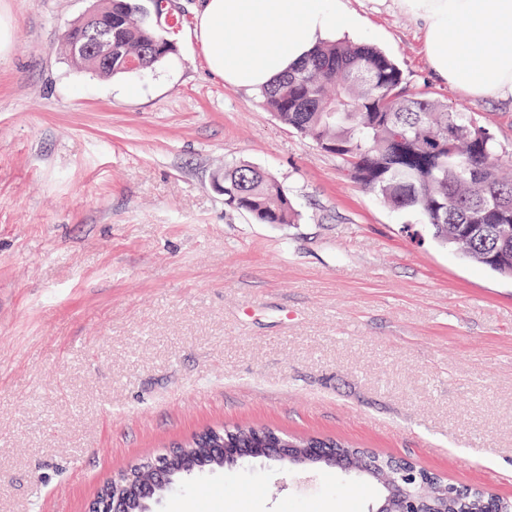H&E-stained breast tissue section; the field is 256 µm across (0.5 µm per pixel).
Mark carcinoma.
Returning <instances> with one entry per match:
<instances>
[{"mask_svg": "<svg viewBox=\"0 0 512 512\" xmlns=\"http://www.w3.org/2000/svg\"><path fill=\"white\" fill-rule=\"evenodd\" d=\"M150 0H105L97 24L112 30V65L76 55L86 21L69 27L61 49L75 66L101 76L153 67L164 35ZM288 127L336 155L349 178L397 210L421 215L433 236L468 261L512 278V169L493 134L471 113L405 94L399 65L379 49L345 39L325 42L263 93ZM224 204L258 224H293L296 211L277 179L246 163L224 166ZM251 429H210L188 446L186 461L164 454L151 466L174 479L228 463L223 448H259ZM484 499L448 494L447 512H477Z\"/></svg>", "mask_w": 512, "mask_h": 512, "instance_id": "obj_1", "label": "carcinoma"}]
</instances>
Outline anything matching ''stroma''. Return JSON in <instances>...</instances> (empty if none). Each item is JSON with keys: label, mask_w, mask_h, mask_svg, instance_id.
Wrapping results in <instances>:
<instances>
[{"label": "stroma", "mask_w": 512, "mask_h": 512, "mask_svg": "<svg viewBox=\"0 0 512 512\" xmlns=\"http://www.w3.org/2000/svg\"><path fill=\"white\" fill-rule=\"evenodd\" d=\"M99 0H0V512H89L99 486L203 430L250 424L413 461L512 498V281L349 180L263 97L213 75L178 0L174 54L102 77L60 52ZM350 39L407 90L474 113L512 157V102L437 77L399 0ZM274 175L258 224L217 173ZM259 460L182 478L159 512H370L378 486ZM224 204L248 213L258 224H292L296 211L277 179L252 165H224Z\"/></svg>", "instance_id": "obj_1"}]
</instances>
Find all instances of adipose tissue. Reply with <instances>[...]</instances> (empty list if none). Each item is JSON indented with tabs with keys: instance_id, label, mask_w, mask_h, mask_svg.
Instances as JSON below:
<instances>
[{
	"instance_id": "adipose-tissue-1",
	"label": "adipose tissue",
	"mask_w": 512,
	"mask_h": 512,
	"mask_svg": "<svg viewBox=\"0 0 512 512\" xmlns=\"http://www.w3.org/2000/svg\"><path fill=\"white\" fill-rule=\"evenodd\" d=\"M433 72L478 99H512V0H400ZM344 0H207L196 32L210 71L267 89L319 44L357 29Z\"/></svg>"
}]
</instances>
